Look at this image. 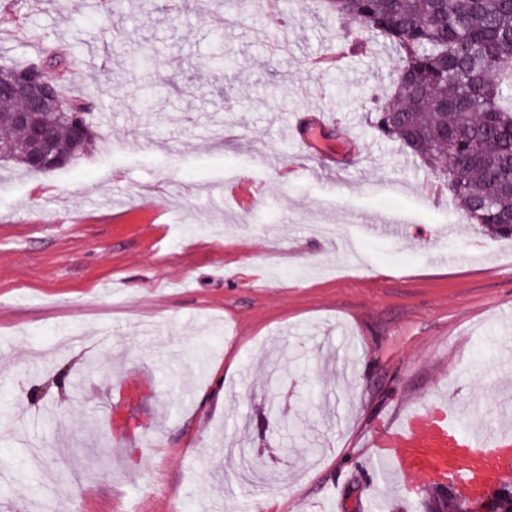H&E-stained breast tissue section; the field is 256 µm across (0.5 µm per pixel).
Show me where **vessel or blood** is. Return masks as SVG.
Returning <instances> with one entry per match:
<instances>
[{
	"mask_svg": "<svg viewBox=\"0 0 512 512\" xmlns=\"http://www.w3.org/2000/svg\"><path fill=\"white\" fill-rule=\"evenodd\" d=\"M370 446L379 474L374 484L378 495L389 482L402 496L421 493L449 467L466 481L494 462L512 466L502 456L512 449V428L502 426L493 434H479L460 419L454 402L442 395L413 409L398 425L374 431Z\"/></svg>",
	"mask_w": 512,
	"mask_h": 512,
	"instance_id": "vessel-or-blood-1",
	"label": "vessel or blood"
}]
</instances>
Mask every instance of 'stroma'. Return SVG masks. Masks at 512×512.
<instances>
[{"label":"stroma","mask_w":512,"mask_h":512,"mask_svg":"<svg viewBox=\"0 0 512 512\" xmlns=\"http://www.w3.org/2000/svg\"><path fill=\"white\" fill-rule=\"evenodd\" d=\"M141 47L156 58L132 65ZM58 53L97 140L49 174L0 162V512H371L378 424L446 392L495 430L512 240L464 224L430 168L368 123L398 66L388 44L321 0L232 15L224 0L167 15L0 0V65ZM314 112L332 122L296 153L291 124ZM242 183L259 189L245 211ZM223 215L246 233L215 231ZM63 335L82 342L58 349ZM89 357L73 398L59 374ZM138 369L152 380L119 442L103 403ZM231 443L262 450V491L225 464Z\"/></svg>","instance_id":"1"}]
</instances>
